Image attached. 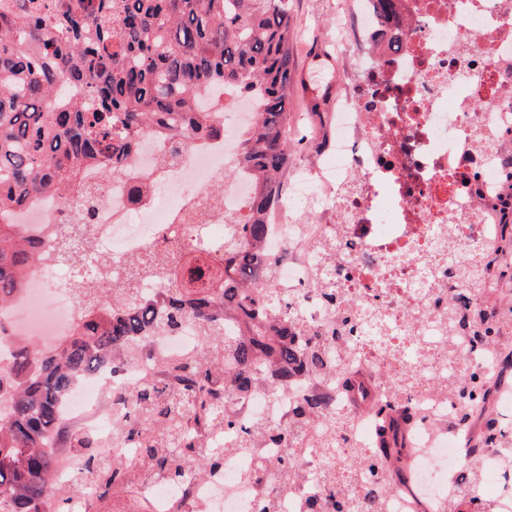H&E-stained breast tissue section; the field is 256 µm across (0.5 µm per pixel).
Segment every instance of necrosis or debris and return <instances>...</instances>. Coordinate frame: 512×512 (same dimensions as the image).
Here are the masks:
<instances>
[{
	"label": "necrosis or debris",
	"mask_w": 512,
	"mask_h": 512,
	"mask_svg": "<svg viewBox=\"0 0 512 512\" xmlns=\"http://www.w3.org/2000/svg\"><path fill=\"white\" fill-rule=\"evenodd\" d=\"M398 6L397 21L380 16L374 0H351L337 17L336 55L372 74L373 95L353 86L333 100L336 136L328 159L293 179L267 242L268 254L280 259L273 286L288 294L293 311L320 326L334 324L337 315L320 294L334 286L347 316L358 323L378 319L383 338L355 345L340 336L332 353L356 348L342 374L304 377L274 393L257 390L233 411L245 424L285 426L300 396L323 392L350 414L356 446H379L383 423H400L402 446L385 458L379 484L388 512H435L447 495L484 480L499 485L501 512H512V459L488 448L480 471L463 469L472 428L457 422L443 389L429 383L403 388L399 400L412 403L415 418L379 411L391 396V379L413 368L404 356L411 337L424 338L426 353L443 351L440 327L449 309L461 323L453 346L464 363L485 375L496 357L494 347L473 346L458 304L471 252L512 263L500 237L512 216V0H399ZM359 47L376 54L356 55ZM216 101L226 104L223 134L196 142L179 162L161 164L162 143L150 135L123 177L104 184L96 170L87 171V182L103 186L92 217L93 251L109 254L99 274L127 281L129 259L179 240L183 215L218 182L222 211L193 231L190 244L223 257L213 227L241 209L251 182L222 177L235 163L238 135L251 124L255 105L221 85L210 86L199 104L206 109ZM302 199L315 221L296 223ZM7 221L42 241L46 253L41 268L0 307V322L38 349L55 347L82 314L74 288L60 281L63 263L54 251L70 215L55 196L44 195ZM146 345L147 357L122 373L103 369L79 384L64 401L63 421L111 445L113 426L131 413L125 391L146 378L167 379L164 360L200 355L203 341L189 326L176 336H149ZM310 440L303 432L302 474L279 499L278 512H301L311 478L325 469ZM207 442L223 449V469L181 486L144 482L153 512H176L183 501L201 512H256L264 489L246 478L248 460L235 452L237 435L215 430Z\"/></svg>",
	"instance_id": "4bbe7bcc"
}]
</instances>
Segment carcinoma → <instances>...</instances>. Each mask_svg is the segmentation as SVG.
<instances>
[{
    "label": "carcinoma",
    "instance_id": "carcinoma-1",
    "mask_svg": "<svg viewBox=\"0 0 512 512\" xmlns=\"http://www.w3.org/2000/svg\"><path fill=\"white\" fill-rule=\"evenodd\" d=\"M294 36L289 0H0V214L49 191L66 209L79 202L86 227L97 202L83 186L87 168L107 182L122 175L143 136L166 138L176 157L197 139L221 134L225 105L198 111L203 87L225 85L258 105L239 136L236 168L226 174L248 176L252 190L243 210L224 216V260L209 262L175 244L138 258L131 283L104 280L89 288L80 274L88 255L61 241V259L79 272L73 286L85 313L73 335L49 351L11 337L14 350L0 367V402L9 405L0 413V512H56L78 501L88 512L101 490L130 482L126 459L109 453L93 432L64 434L61 404L100 368L113 371L141 360L143 337L176 334L189 319L215 344V353L168 360L176 391L153 380L127 391L134 413L114 430L113 446L135 442L142 473L173 484L220 466L224 449L202 452L204 432L214 427L241 429L243 452L266 441L294 447V429L264 421L242 428L230 410L233 400L261 385L273 392L298 376L337 372L343 363H326L328 337L320 331L298 318L273 316L288 301L270 288L279 260L267 257L264 244L297 146L289 137L288 112ZM65 85L80 97L62 94ZM42 252L14 225L0 223V305L40 267ZM143 272L166 287L148 292L134 286ZM493 273L486 256L467 278L478 283ZM509 318L512 308H470L472 342L494 343ZM461 372L450 344L414 383L431 380L445 389L465 422L487 411L490 393L482 374L468 371L461 381ZM293 416L295 429L320 424L321 448L347 440L350 416L324 396L301 397ZM62 441L79 451L97 487L87 494L77 479L70 495L58 500L52 478ZM177 447L181 452H172ZM381 464L364 449L349 460L353 472L372 482ZM299 468L295 451L275 460L255 455L249 476L268 483L275 497ZM462 503L484 512L476 486L444 499L439 512H459ZM384 506L383 495L366 487L355 493L329 485L308 500L306 512H385Z\"/></svg>",
    "mask_w": 512,
    "mask_h": 512
}]
</instances>
